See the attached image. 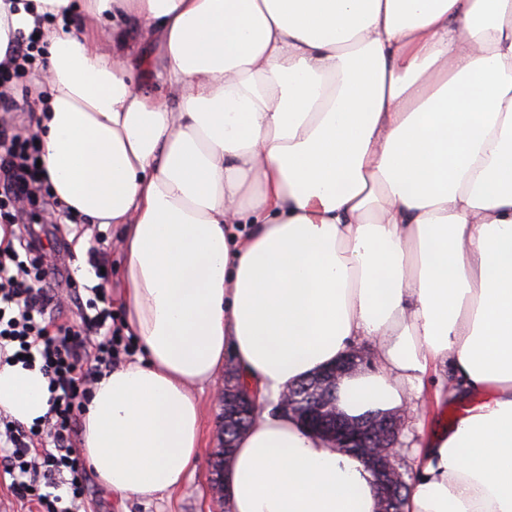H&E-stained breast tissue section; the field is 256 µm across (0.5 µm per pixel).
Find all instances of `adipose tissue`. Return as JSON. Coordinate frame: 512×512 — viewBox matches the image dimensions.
Listing matches in <instances>:
<instances>
[{
  "instance_id": "obj_1",
  "label": "adipose tissue",
  "mask_w": 512,
  "mask_h": 512,
  "mask_svg": "<svg viewBox=\"0 0 512 512\" xmlns=\"http://www.w3.org/2000/svg\"><path fill=\"white\" fill-rule=\"evenodd\" d=\"M33 32L42 188L115 227L143 350L83 415L98 479L179 489L226 357L275 403L366 339L346 416L482 398L427 440L406 512H512V0H0V70ZM49 396L0 361L1 412L30 426ZM224 483L227 512H378L360 457L267 411Z\"/></svg>"
}]
</instances>
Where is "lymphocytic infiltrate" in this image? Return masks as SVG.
Here are the masks:
<instances>
[{
    "instance_id": "1",
    "label": "lymphocytic infiltrate",
    "mask_w": 512,
    "mask_h": 512,
    "mask_svg": "<svg viewBox=\"0 0 512 512\" xmlns=\"http://www.w3.org/2000/svg\"><path fill=\"white\" fill-rule=\"evenodd\" d=\"M32 141L0 121V223L13 239L0 250V354L12 345L17 353L39 358L49 381V409L43 423L30 426L0 415V462L16 494L35 501L37 512H71L69 504L82 496L86 482L73 451L77 419L103 373L131 355L133 339L112 313L98 248L89 250L98 284L88 287L70 276L65 289H58L60 270L48 262L40 231L25 209L42 187ZM66 289L88 293L75 325L56 321Z\"/></svg>"
}]
</instances>
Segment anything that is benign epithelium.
Returning a JSON list of instances; mask_svg holds the SVG:
<instances>
[{
    "label": "benign epithelium",
    "mask_w": 512,
    "mask_h": 512,
    "mask_svg": "<svg viewBox=\"0 0 512 512\" xmlns=\"http://www.w3.org/2000/svg\"><path fill=\"white\" fill-rule=\"evenodd\" d=\"M364 360L353 351L338 364L315 375L312 384L290 387L275 405V410L296 416L309 430L328 438L333 447L359 455L376 475L379 512H403V494L408 483L397 463L396 444L401 418L397 414L369 415L353 420L336 407V385ZM224 414L240 422L222 425L224 460H229L235 437L244 431L245 422L256 416L260 404L253 388L235 377V384L224 391Z\"/></svg>",
    "instance_id": "benign-epithelium-1"
}]
</instances>
